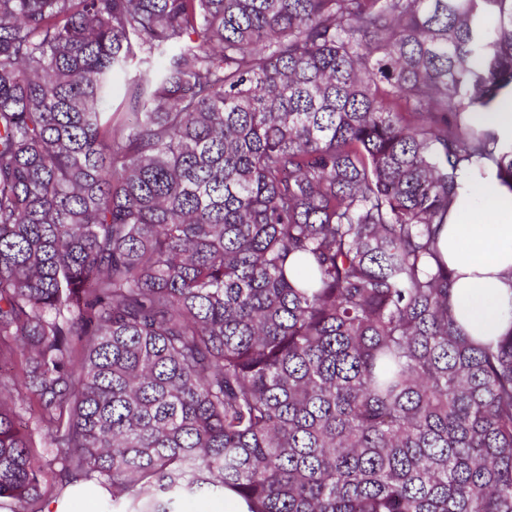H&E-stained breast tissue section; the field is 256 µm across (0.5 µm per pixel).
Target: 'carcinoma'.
Wrapping results in <instances>:
<instances>
[{"label": "carcinoma", "instance_id": "cac0c4a2", "mask_svg": "<svg viewBox=\"0 0 512 512\" xmlns=\"http://www.w3.org/2000/svg\"><path fill=\"white\" fill-rule=\"evenodd\" d=\"M506 93L512 0H0V506L512 512L439 251ZM230 505L221 499H201L190 497L181 502V512H230Z\"/></svg>", "mask_w": 512, "mask_h": 512}]
</instances>
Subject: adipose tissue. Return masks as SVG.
I'll return each instance as SVG.
<instances>
[{"mask_svg":"<svg viewBox=\"0 0 512 512\" xmlns=\"http://www.w3.org/2000/svg\"><path fill=\"white\" fill-rule=\"evenodd\" d=\"M454 270L458 324L488 343L512 330V190L494 172L467 179L440 237Z\"/></svg>","mask_w":512,"mask_h":512,"instance_id":"1","label":"adipose tissue"}]
</instances>
